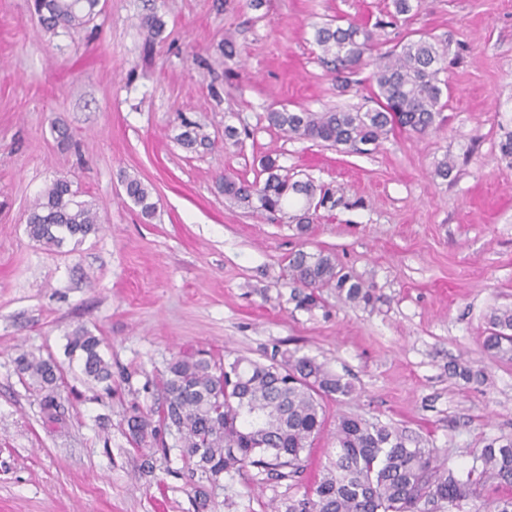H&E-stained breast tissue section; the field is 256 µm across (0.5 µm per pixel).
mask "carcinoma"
<instances>
[{
  "label": "carcinoma",
  "mask_w": 512,
  "mask_h": 512,
  "mask_svg": "<svg viewBox=\"0 0 512 512\" xmlns=\"http://www.w3.org/2000/svg\"><path fill=\"white\" fill-rule=\"evenodd\" d=\"M99 0H34L43 31L74 34L89 24ZM366 24L326 23L315 26L314 40L323 62L333 67L344 87L349 75L373 65L369 76L376 107L364 112H293L287 108L266 113L268 124L290 138L327 143L357 152L360 146H379L394 129L424 135L437 128L449 45L427 35L382 51L375 28ZM189 150L213 145L203 126L186 121L177 135ZM264 178L253 181L224 175V195L254 211L294 215L298 230L307 231L312 211L334 208L341 199L311 181H294L282 173L277 159L260 160ZM126 196L149 217L155 210L152 187L137 177L122 180ZM91 205L79 199L70 181L58 179L41 191L26 216L28 236L53 250L66 240L80 244L98 230ZM288 284L299 308L312 309L328 289L351 307H372L376 290L343 271L336 259L322 251L297 250L287 257ZM485 350L512 355V307H498L488 317ZM101 340L79 328L68 339V349L79 354L83 373L97 383L112 386L110 364L100 352ZM19 373L37 384L44 408H57V369L50 361L30 354L17 358ZM163 402L158 420L137 411L128 419L133 437L141 444L158 441L165 429L175 431L192 472L208 481L230 478L247 466L270 478L294 477L303 470L302 453L325 427L328 400L348 398L353 384L314 357L288 350L265 362L245 357L224 360L202 353L177 356L162 380ZM334 457L326 473L287 512H427L466 500L477 502L475 512H512V493L490 498L488 487L512 490V439H495L473 456L472 465L458 472L438 462L425 440L388 425L355 415L337 418Z\"/></svg>",
  "instance_id": "cac0c4a2"
}]
</instances>
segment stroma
I'll return each instance as SVG.
<instances>
[{
    "instance_id": "35a3bbf8",
    "label": "stroma",
    "mask_w": 512,
    "mask_h": 512,
    "mask_svg": "<svg viewBox=\"0 0 512 512\" xmlns=\"http://www.w3.org/2000/svg\"><path fill=\"white\" fill-rule=\"evenodd\" d=\"M101 0L74 35L44 36L33 0H0V512H286L329 462L343 414L426 440L449 467L512 437V359L484 350L491 308L512 306V0ZM165 29L148 39L144 19ZM383 22L384 49L431 35L450 43L436 132H391L344 153L292 140L265 112L372 108L369 69L338 88L313 28ZM233 41L237 63L224 64ZM215 145L190 153L182 118ZM240 132L225 139V126ZM292 179L335 186L307 234L243 209L217 189L254 179L263 155ZM451 155L448 178L435 174ZM153 187L146 218L124 175ZM72 181L101 229L74 248L44 249L25 215L54 179ZM332 253L380 296L351 308L333 292L296 308L291 252ZM79 327L102 341L112 387L90 381L67 349ZM200 350L263 361L299 351L345 375L352 398L329 402L299 477L261 482L254 468L200 484L176 433L141 450L127 418L157 408L173 357ZM23 353L61 374L60 407L22 378ZM207 508H199L197 487Z\"/></svg>"
}]
</instances>
